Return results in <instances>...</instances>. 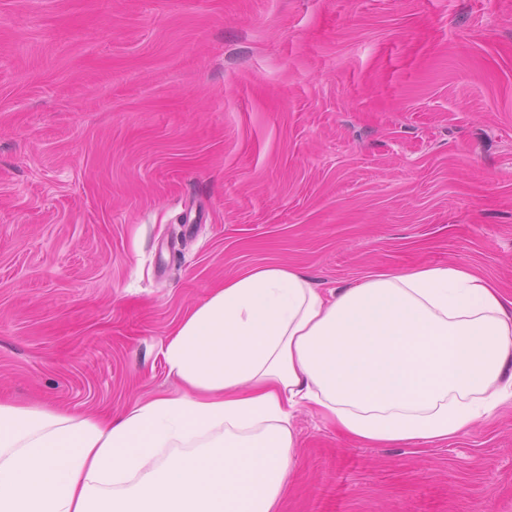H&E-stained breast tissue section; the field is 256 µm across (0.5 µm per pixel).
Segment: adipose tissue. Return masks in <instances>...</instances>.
Listing matches in <instances>:
<instances>
[{
	"label": "adipose tissue",
	"instance_id": "adipose-tissue-1",
	"mask_svg": "<svg viewBox=\"0 0 512 512\" xmlns=\"http://www.w3.org/2000/svg\"><path fill=\"white\" fill-rule=\"evenodd\" d=\"M162 353L180 391L114 419L0 402V512H279L302 408L367 445L446 443L512 400V298L465 265L324 291L269 262Z\"/></svg>",
	"mask_w": 512,
	"mask_h": 512
}]
</instances>
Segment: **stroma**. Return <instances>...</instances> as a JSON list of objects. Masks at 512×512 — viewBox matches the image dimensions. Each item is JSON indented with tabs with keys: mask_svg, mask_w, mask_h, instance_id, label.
Returning a JSON list of instances; mask_svg holds the SVG:
<instances>
[{
	"mask_svg": "<svg viewBox=\"0 0 512 512\" xmlns=\"http://www.w3.org/2000/svg\"><path fill=\"white\" fill-rule=\"evenodd\" d=\"M280 262L512 296V0H0V398L173 392V324ZM282 512H512V401L421 451L308 409Z\"/></svg>",
	"mask_w": 512,
	"mask_h": 512,
	"instance_id": "1",
	"label": "stroma"
}]
</instances>
